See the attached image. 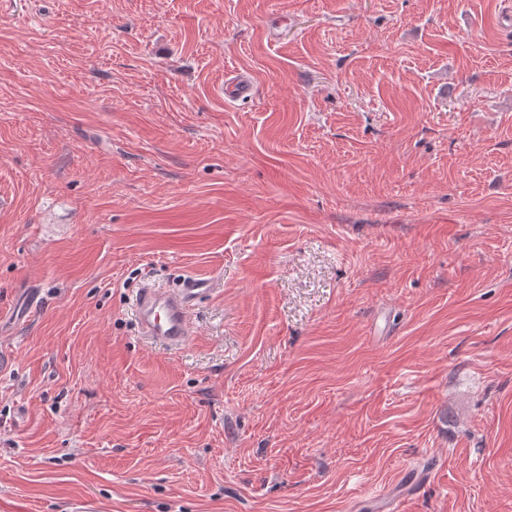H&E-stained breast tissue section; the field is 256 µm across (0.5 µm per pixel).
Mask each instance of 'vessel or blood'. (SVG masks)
I'll list each match as a JSON object with an SVG mask.
<instances>
[{
	"label": "vessel or blood",
	"mask_w": 512,
	"mask_h": 512,
	"mask_svg": "<svg viewBox=\"0 0 512 512\" xmlns=\"http://www.w3.org/2000/svg\"><path fill=\"white\" fill-rule=\"evenodd\" d=\"M214 286L212 278L189 274L183 276L174 289H142L136 302V322L140 330L167 347H183L191 335L192 303L210 294Z\"/></svg>",
	"instance_id": "obj_1"
}]
</instances>
